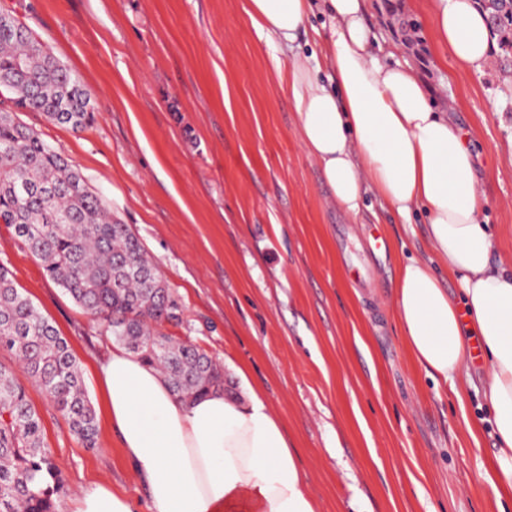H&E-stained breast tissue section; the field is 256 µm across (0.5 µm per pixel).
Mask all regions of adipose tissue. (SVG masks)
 <instances>
[{
    "instance_id": "ef3b65f1",
    "label": "adipose tissue",
    "mask_w": 512,
    "mask_h": 512,
    "mask_svg": "<svg viewBox=\"0 0 512 512\" xmlns=\"http://www.w3.org/2000/svg\"><path fill=\"white\" fill-rule=\"evenodd\" d=\"M428 3L435 41L459 67L482 71L490 39L475 0ZM244 10L281 55L277 74L328 203L355 216L370 194L402 219L425 213L423 256L397 269L395 314L413 360L459 398L472 384L464 336H478L482 392L494 411L485 476L496 500L512 501V264L496 262L497 243L480 222L488 200L463 129L436 107L412 65L381 60L366 0H245ZM317 10L330 20L320 57L288 59ZM448 279L458 295L445 288ZM235 372L240 390L186 404L123 347L98 362L105 414L148 488L149 512H317L279 420L245 368ZM73 512L134 509L98 483L75 497Z\"/></svg>"
}]
</instances>
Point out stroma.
Segmentation results:
<instances>
[{
    "label": "stroma",
    "instance_id": "stroma-1",
    "mask_svg": "<svg viewBox=\"0 0 512 512\" xmlns=\"http://www.w3.org/2000/svg\"><path fill=\"white\" fill-rule=\"evenodd\" d=\"M427 0H368L367 21L414 66L477 155L482 216L512 262V96L504 68L459 69L432 35ZM244 0H0L88 92L75 131L0 110L59 149L131 226L181 306L169 334L245 366L281 422L319 512H512L483 479L494 414L477 388L457 399L411 360L394 317L401 262L421 257L426 218L366 195L332 207L304 148L273 51ZM381 236L383 249L373 238ZM0 266L64 336L93 406L108 339L0 224ZM12 366L39 410L73 496L109 484L147 512L146 491L105 415L84 447L45 393Z\"/></svg>",
    "mask_w": 512,
    "mask_h": 512
}]
</instances>
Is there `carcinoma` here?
Returning a JSON list of instances; mask_svg holds the SVG:
<instances>
[{"label": "carcinoma", "mask_w": 512, "mask_h": 512, "mask_svg": "<svg viewBox=\"0 0 512 512\" xmlns=\"http://www.w3.org/2000/svg\"><path fill=\"white\" fill-rule=\"evenodd\" d=\"M494 16L498 60L512 58V4L476 0ZM0 30V77L11 76L21 109L75 130L92 118L79 77L37 38ZM0 224L9 225L48 278L79 305L102 335L158 370L173 394L190 403L224 391V369L190 341L164 332L181 306L158 266L127 224L112 217L55 147L0 110ZM0 351L12 354L41 387L70 431L96 446V412L66 338L0 267ZM65 482L45 446L40 412L10 367L0 363V512H59Z\"/></svg>", "instance_id": "cac0c4a2"}]
</instances>
